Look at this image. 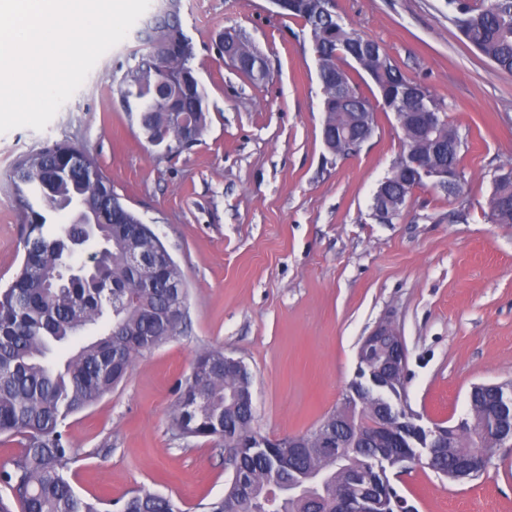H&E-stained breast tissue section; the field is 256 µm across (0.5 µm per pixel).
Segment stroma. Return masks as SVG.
Masks as SVG:
<instances>
[{
  "mask_svg": "<svg viewBox=\"0 0 512 512\" xmlns=\"http://www.w3.org/2000/svg\"><path fill=\"white\" fill-rule=\"evenodd\" d=\"M206 93V127L180 153L145 140L119 81L135 33L105 53L41 131L0 134V291L22 266L28 226L14 198L20 157L69 142L92 157L123 204L159 237L188 294L172 336L137 356L128 379L61 426L82 498L149 490L200 512L232 472L223 442L171 428L178 387L206 349L251 375L252 429L306 433L359 379L358 348L382 321L406 352L405 400L423 425H456L473 386L512 381V224L485 218L492 174L512 164V74L461 36L448 0H336L342 22L377 42L404 76L443 98L464 141L461 182L415 189L379 219L373 197L404 150L394 113L357 155L330 154L307 28L270 0H180ZM245 37L268 76L225 61L224 32ZM413 512H512V445L487 471L453 481L415 465L388 469Z\"/></svg>",
  "mask_w": 512,
  "mask_h": 512,
  "instance_id": "1",
  "label": "stroma"
}]
</instances>
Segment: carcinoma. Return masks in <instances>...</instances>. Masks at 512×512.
I'll list each match as a JSON object with an SVG mask.
<instances>
[{
    "label": "carcinoma",
    "mask_w": 512,
    "mask_h": 512,
    "mask_svg": "<svg viewBox=\"0 0 512 512\" xmlns=\"http://www.w3.org/2000/svg\"><path fill=\"white\" fill-rule=\"evenodd\" d=\"M448 5L461 14L462 36L499 70L512 73V0H484L479 5L448 0ZM285 15L300 20L315 39L326 146L336 147V132L343 126L358 137L359 128L344 113L374 111L347 71L353 59L369 72L386 111H414L404 98L412 82L378 43L324 12L321 0H291ZM174 17L148 35L153 55H143L128 66L120 83L126 111L148 117L141 124L147 142L154 144L155 133L163 130L173 154L183 149L181 134L155 100L152 80L167 72L193 70L192 41L179 13ZM168 93L184 98V104L199 113L197 134H202L206 125L203 86L197 85L188 96L182 84L173 82ZM462 146L457 128L448 126V167L459 166ZM76 164L88 169L87 178L69 174ZM13 185L30 232L20 272L0 292V435L20 436L25 444L11 469L0 471V483L19 512H112L104 499L79 497L66 479L74 452L60 426L124 380L136 356L176 332L179 322L165 319L162 313L184 305L183 274L174 261L157 270L130 261L131 253L157 251L163 244L124 208L109 179L76 146L63 141L53 154L37 149L22 156L14 169ZM492 186L487 221L512 224V166L498 169ZM76 197L104 225L105 252L91 278L72 288H55L51 277L65 274L72 243L67 227L53 226L50 212ZM102 321L106 327L98 337L80 345L62 365L46 361L55 345ZM250 392L249 371L224 366L220 350L200 352L191 375L180 384L172 427L186 438L223 439L235 451L240 475L230 481L223 498L204 505L206 512H333L318 489L303 497H277L271 490L305 483L317 471L327 481L328 494L334 495L351 476L364 473L373 456L384 458L389 468H403L410 462L414 449L396 447L377 430L384 414L371 398L362 399L358 406L342 407L348 414L347 429L336 431L331 414L317 426L324 437L339 441L331 452L306 447L291 459L288 449L272 443L249 448L246 443L254 435ZM470 402V426L450 433L448 446L442 449L444 475L452 480L479 477L469 472L471 463L478 457L492 458L496 448L512 440V391L475 387ZM117 512L181 509L169 497L139 490Z\"/></svg>",
    "instance_id": "obj_1"
}]
</instances>
